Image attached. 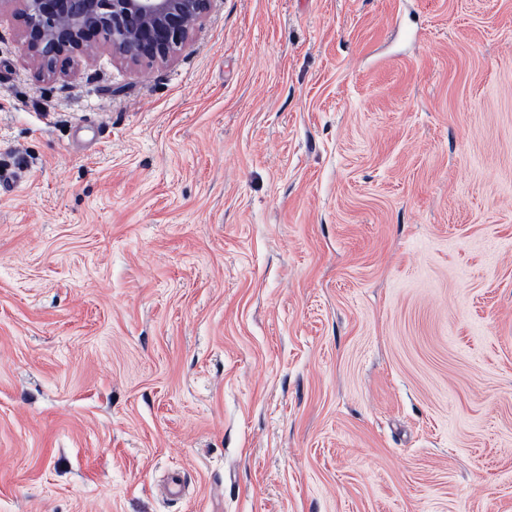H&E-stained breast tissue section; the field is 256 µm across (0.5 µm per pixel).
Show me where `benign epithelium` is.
I'll list each match as a JSON object with an SVG mask.
<instances>
[{"label": "benign epithelium", "mask_w": 512, "mask_h": 512, "mask_svg": "<svg viewBox=\"0 0 512 512\" xmlns=\"http://www.w3.org/2000/svg\"><path fill=\"white\" fill-rule=\"evenodd\" d=\"M212 0H11L27 49L47 69L88 49L95 36L132 63L164 61L189 38Z\"/></svg>", "instance_id": "7a95c632"}]
</instances>
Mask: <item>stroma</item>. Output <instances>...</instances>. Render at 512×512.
I'll list each match as a JSON object with an SVG mask.
<instances>
[{"instance_id": "stroma-1", "label": "stroma", "mask_w": 512, "mask_h": 512, "mask_svg": "<svg viewBox=\"0 0 512 512\" xmlns=\"http://www.w3.org/2000/svg\"><path fill=\"white\" fill-rule=\"evenodd\" d=\"M15 170L0 512H512V0H213L51 71L6 0Z\"/></svg>"}]
</instances>
